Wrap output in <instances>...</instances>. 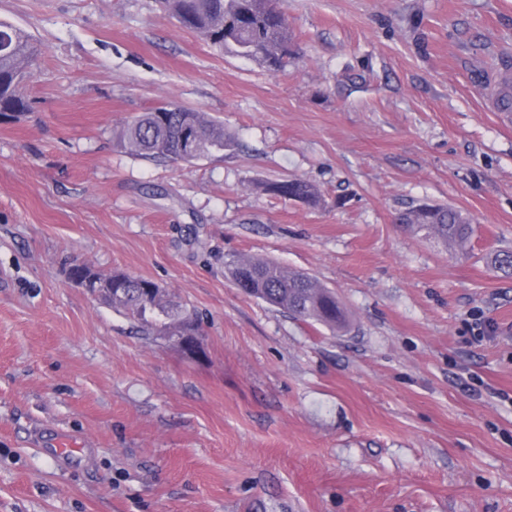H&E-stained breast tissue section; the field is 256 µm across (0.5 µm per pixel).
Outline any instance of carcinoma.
Wrapping results in <instances>:
<instances>
[{"instance_id":"carcinoma-1","label":"carcinoma","mask_w":512,"mask_h":512,"mask_svg":"<svg viewBox=\"0 0 512 512\" xmlns=\"http://www.w3.org/2000/svg\"><path fill=\"white\" fill-rule=\"evenodd\" d=\"M170 16L182 27L200 34L218 50L229 48L256 61L270 73L288 66L292 56V34L288 18L275 0H162ZM37 48L23 29L0 20V119L17 120L31 109L23 91L27 67ZM193 130L207 154L224 152L232 143L224 125L204 112L175 104L154 107L128 121L115 132L117 145L140 156L194 162L181 154L179 134ZM266 194L307 205L319 200L318 189L299 179H280L261 184ZM397 222L425 232L444 243L464 246L473 234L470 219L443 204H421L400 213ZM229 270L237 288L253 289V296L266 298L269 305L292 315L330 327H340L346 315L336 294L313 276L288 270L281 264L252 257H235ZM118 287L125 297L112 309L136 321L145 334L189 336L200 333L194 311L187 308L167 288L130 274Z\"/></svg>"}]
</instances>
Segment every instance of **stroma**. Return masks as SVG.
<instances>
[{
	"instance_id": "obj_1",
	"label": "stroma",
	"mask_w": 512,
	"mask_h": 512,
	"mask_svg": "<svg viewBox=\"0 0 512 512\" xmlns=\"http://www.w3.org/2000/svg\"><path fill=\"white\" fill-rule=\"evenodd\" d=\"M268 73L157 0H0L42 48L0 122V512H512V123L492 104L512 0H279ZM174 103L233 147L117 148ZM300 178L310 206L257 183ZM467 214L454 250L396 216ZM275 260L331 288L330 329L236 288ZM171 289L201 351L150 336L72 262ZM77 452L55 454L57 434Z\"/></svg>"
}]
</instances>
